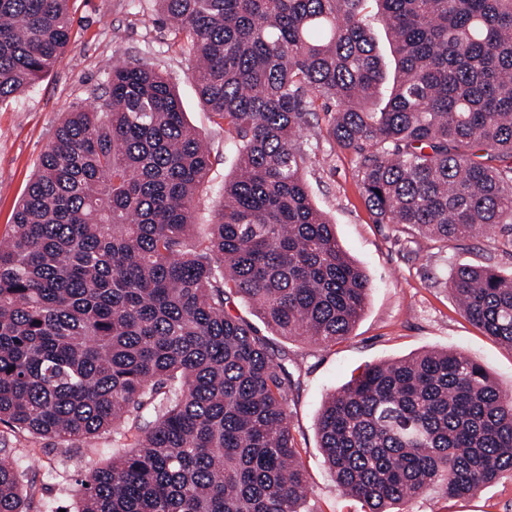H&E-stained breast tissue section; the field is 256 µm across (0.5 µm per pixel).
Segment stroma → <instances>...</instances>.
Returning <instances> with one entry per match:
<instances>
[{"mask_svg": "<svg viewBox=\"0 0 512 512\" xmlns=\"http://www.w3.org/2000/svg\"><path fill=\"white\" fill-rule=\"evenodd\" d=\"M71 6L74 27L68 49L34 85L0 103V235L11 224L66 112L103 106L116 62L147 61L175 83L187 122L212 150L208 186L195 205L196 233L206 238L221 206L224 182L235 173L238 160L224 139L223 123L199 102L190 78L192 56L171 24L157 21L154 0H72ZM303 141L310 156L304 178L311 199L334 225L345 253L372 282L364 312L351 336L323 346L269 330L243 299H235L229 311L258 326L270 347L287 352L299 378L288 409L306 469L310 512H362L324 463L318 438L323 401L366 366L432 349L467 353L502 389L512 390V350L472 325L449 287L453 273L464 265L489 266L512 276L511 236L496 229L441 243L393 224L374 223L364 204L357 159L329 137L325 113L312 118ZM6 442L15 452L35 453L38 482L54 512H72L76 479L130 447L129 440L116 441L108 434L71 441L75 458L65 469L55 442L13 433ZM398 512H512V472L466 497L426 490L401 502Z\"/></svg>", "mask_w": 512, "mask_h": 512, "instance_id": "1", "label": "stroma"}]
</instances>
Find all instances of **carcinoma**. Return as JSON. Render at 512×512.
Returning <instances> with one entry per match:
<instances>
[{"label": "carcinoma", "instance_id": "obj_1", "mask_svg": "<svg viewBox=\"0 0 512 512\" xmlns=\"http://www.w3.org/2000/svg\"><path fill=\"white\" fill-rule=\"evenodd\" d=\"M70 0H0V102L67 48ZM240 158L207 241L211 153L148 63L112 66L106 111L68 113L0 239V425L60 445L127 429L76 480L75 512H303L283 336H350L371 288L311 203L300 132L317 103L359 160L377 224L441 242L512 232V0H155ZM390 31L385 70L367 9ZM464 315L512 348V278L464 266ZM318 435L364 512L512 472V393L454 351L366 368L324 401ZM0 512H50L37 459L0 448Z\"/></svg>", "mask_w": 512, "mask_h": 512}]
</instances>
